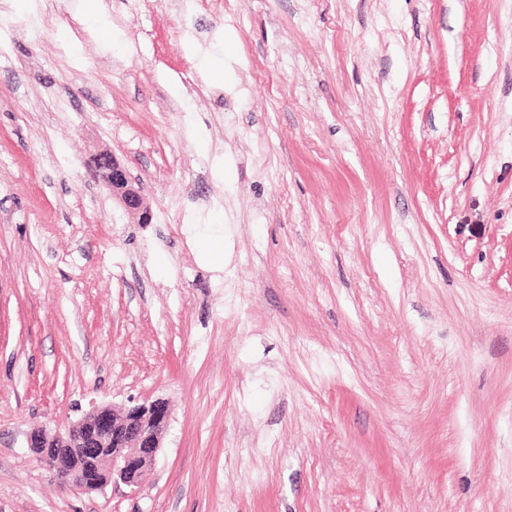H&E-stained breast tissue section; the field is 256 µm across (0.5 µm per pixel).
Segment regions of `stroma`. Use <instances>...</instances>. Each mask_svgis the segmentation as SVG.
<instances>
[{
  "label": "stroma",
  "instance_id": "1",
  "mask_svg": "<svg viewBox=\"0 0 512 512\" xmlns=\"http://www.w3.org/2000/svg\"><path fill=\"white\" fill-rule=\"evenodd\" d=\"M99 7L0 0V512H512V0ZM132 397L137 489L27 446ZM94 173L112 200L117 201L124 211L138 214L143 222L148 223L151 211L143 188L113 154H99L94 163Z\"/></svg>",
  "mask_w": 512,
  "mask_h": 512
}]
</instances>
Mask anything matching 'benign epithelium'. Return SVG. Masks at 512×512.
Masks as SVG:
<instances>
[{"instance_id": "1", "label": "benign epithelium", "mask_w": 512, "mask_h": 512, "mask_svg": "<svg viewBox=\"0 0 512 512\" xmlns=\"http://www.w3.org/2000/svg\"><path fill=\"white\" fill-rule=\"evenodd\" d=\"M94 173L124 211L139 215L145 223L151 219L143 188L115 156L100 154ZM169 420L162 399L118 408L101 405L63 432L47 428L30 432L27 443L39 459H53L54 469L74 489L96 491L110 484L132 489L155 464Z\"/></svg>"}]
</instances>
